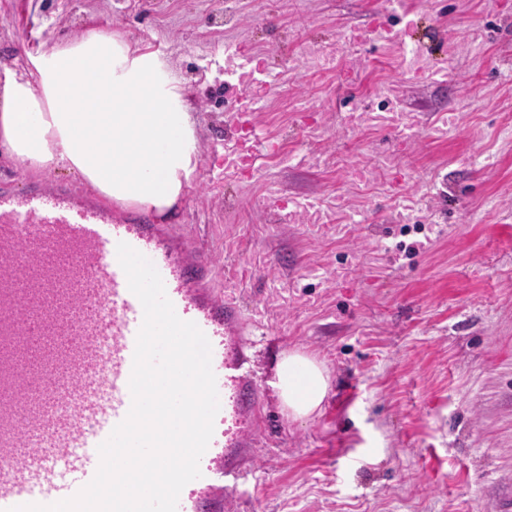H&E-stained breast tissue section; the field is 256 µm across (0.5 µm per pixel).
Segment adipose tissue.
Instances as JSON below:
<instances>
[{
	"label": "adipose tissue",
	"mask_w": 512,
	"mask_h": 512,
	"mask_svg": "<svg viewBox=\"0 0 512 512\" xmlns=\"http://www.w3.org/2000/svg\"><path fill=\"white\" fill-rule=\"evenodd\" d=\"M192 109L159 53L92 28L0 75V160L32 174L71 173L106 202L172 218L197 173ZM271 386L300 419L320 409L330 376L289 353Z\"/></svg>",
	"instance_id": "obj_1"
}]
</instances>
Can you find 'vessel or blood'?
<instances>
[{"label": "vessel or blood", "instance_id": "1", "mask_svg": "<svg viewBox=\"0 0 512 512\" xmlns=\"http://www.w3.org/2000/svg\"><path fill=\"white\" fill-rule=\"evenodd\" d=\"M407 22L401 34L376 18L361 42L400 37L428 77L440 75L429 46ZM240 118L226 128L224 166L255 168L277 145L241 131L256 100L239 98ZM276 216L296 222L313 211L306 200L269 193ZM127 243L159 272L177 316L194 322L211 345L219 411L200 460L201 475L181 491L177 512H223L224 493L241 470L235 451L257 428L261 393L248 367L239 312L212 287L214 260L166 225L113 215L64 185L17 191L0 184V512L75 496L95 476L98 447L132 404L129 381L144 311L119 264Z\"/></svg>", "mask_w": 512, "mask_h": 512}]
</instances>
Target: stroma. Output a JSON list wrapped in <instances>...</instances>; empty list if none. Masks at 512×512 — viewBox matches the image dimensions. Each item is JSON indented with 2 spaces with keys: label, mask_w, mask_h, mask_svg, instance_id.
<instances>
[{
  "label": "stroma",
  "mask_w": 512,
  "mask_h": 512,
  "mask_svg": "<svg viewBox=\"0 0 512 512\" xmlns=\"http://www.w3.org/2000/svg\"><path fill=\"white\" fill-rule=\"evenodd\" d=\"M388 11L416 20L442 83L405 73L396 42H349L329 69L306 55ZM92 27L164 54L189 87L198 176L172 232L238 270L245 354L263 419L244 460L240 512H503L512 496V0H0V72ZM263 68L256 126L282 153L255 177H225L224 133L240 85L224 48ZM390 88L419 116L410 145L352 109ZM461 121L429 137L435 113ZM395 166L356 184L353 164ZM329 200L347 192L368 220L281 224L271 185ZM421 201L398 221L403 196ZM330 372L320 411L289 418L270 381L278 357Z\"/></svg>",
  "instance_id": "stroma-1"
}]
</instances>
